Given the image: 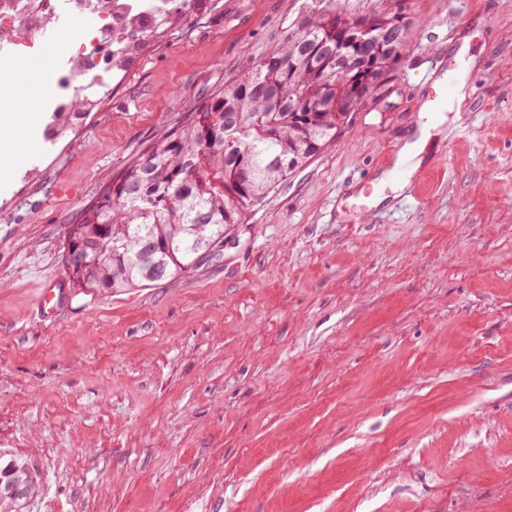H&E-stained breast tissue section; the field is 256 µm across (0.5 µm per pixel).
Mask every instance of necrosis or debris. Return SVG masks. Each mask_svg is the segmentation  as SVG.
I'll return each mask as SVG.
<instances>
[{
    "mask_svg": "<svg viewBox=\"0 0 512 512\" xmlns=\"http://www.w3.org/2000/svg\"><path fill=\"white\" fill-rule=\"evenodd\" d=\"M193 7V0H0V74H9L19 59L41 55L53 39L52 22L88 20L82 37L58 53L42 106L44 138L55 141L76 113L100 109L110 78L139 56L143 39Z\"/></svg>",
    "mask_w": 512,
    "mask_h": 512,
    "instance_id": "1",
    "label": "necrosis or debris"
}]
</instances>
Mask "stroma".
I'll use <instances>...</instances> for the list:
<instances>
[{"label":"stroma","instance_id":"stroma-1","mask_svg":"<svg viewBox=\"0 0 512 512\" xmlns=\"http://www.w3.org/2000/svg\"><path fill=\"white\" fill-rule=\"evenodd\" d=\"M45 154L0 147V451L26 512H512V0H399L392 77L173 281L56 290L68 229L210 94L324 12L390 0H195ZM465 51V110L420 74ZM427 128L411 207L358 186ZM3 479V486L10 482H23L27 485L29 492L21 498H4L0 502V512H23L27 504L37 497L39 485L28 465L19 459H10L7 462H0V479Z\"/></svg>","mask_w":512,"mask_h":512}]
</instances>
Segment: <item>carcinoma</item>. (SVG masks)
I'll return each mask as SVG.
<instances>
[{"label":"carcinoma","mask_w":512,"mask_h":512,"mask_svg":"<svg viewBox=\"0 0 512 512\" xmlns=\"http://www.w3.org/2000/svg\"><path fill=\"white\" fill-rule=\"evenodd\" d=\"M398 23L400 38L372 54L371 75L358 82L355 51L323 62L361 29ZM410 23L383 10L350 18L329 13L308 21L253 70L214 92L192 122L136 156L86 208L74 230L87 261L62 262L71 287L106 294L172 281L191 272L208 249L253 207L336 140L351 113L383 85L410 44ZM3 484L29 492L4 498L0 512H24L39 485L28 465L0 462Z\"/></svg>","instance_id":"cac0c4a2"}]
</instances>
